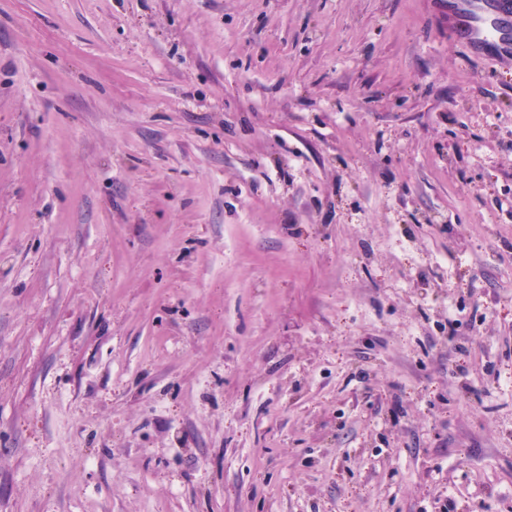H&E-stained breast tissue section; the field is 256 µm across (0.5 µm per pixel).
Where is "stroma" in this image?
<instances>
[{
    "label": "stroma",
    "instance_id": "obj_1",
    "mask_svg": "<svg viewBox=\"0 0 512 512\" xmlns=\"http://www.w3.org/2000/svg\"><path fill=\"white\" fill-rule=\"evenodd\" d=\"M0 512H512V60L0 0Z\"/></svg>",
    "mask_w": 512,
    "mask_h": 512
}]
</instances>
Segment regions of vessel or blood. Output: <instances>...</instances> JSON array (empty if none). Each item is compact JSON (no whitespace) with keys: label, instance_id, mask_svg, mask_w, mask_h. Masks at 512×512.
<instances>
[{"label":"vessel or blood","instance_id":"b4317fda","mask_svg":"<svg viewBox=\"0 0 512 512\" xmlns=\"http://www.w3.org/2000/svg\"><path fill=\"white\" fill-rule=\"evenodd\" d=\"M448 26L471 53L512 58V0H446Z\"/></svg>","mask_w":512,"mask_h":512}]
</instances>
